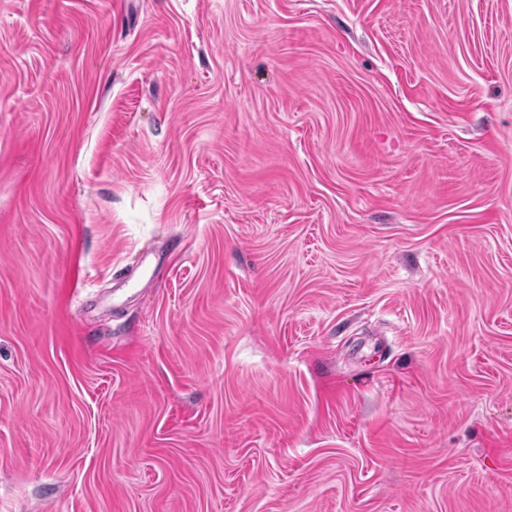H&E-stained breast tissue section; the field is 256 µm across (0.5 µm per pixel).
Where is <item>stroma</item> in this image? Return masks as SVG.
Instances as JSON below:
<instances>
[{
    "label": "stroma",
    "instance_id": "35a3bbf8",
    "mask_svg": "<svg viewBox=\"0 0 512 512\" xmlns=\"http://www.w3.org/2000/svg\"><path fill=\"white\" fill-rule=\"evenodd\" d=\"M0 512H512V0H0Z\"/></svg>",
    "mask_w": 512,
    "mask_h": 512
}]
</instances>
